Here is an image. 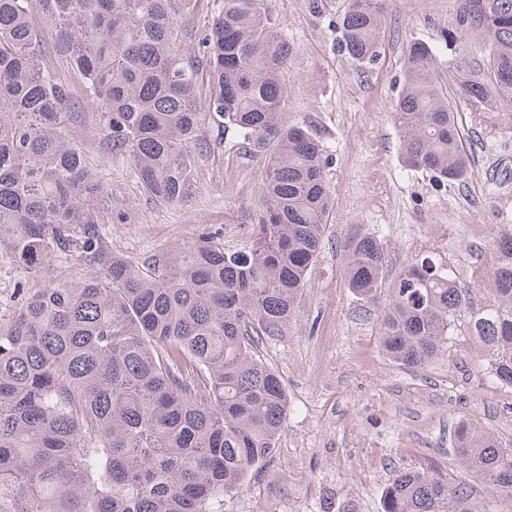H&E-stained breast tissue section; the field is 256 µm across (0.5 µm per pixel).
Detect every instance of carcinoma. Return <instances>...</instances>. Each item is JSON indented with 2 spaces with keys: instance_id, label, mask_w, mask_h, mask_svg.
Segmentation results:
<instances>
[{
  "instance_id": "1",
  "label": "carcinoma",
  "mask_w": 512,
  "mask_h": 512,
  "mask_svg": "<svg viewBox=\"0 0 512 512\" xmlns=\"http://www.w3.org/2000/svg\"><path fill=\"white\" fill-rule=\"evenodd\" d=\"M387 4L346 0L337 28L350 62H377ZM194 7L0 0V250L26 275L19 307L0 317V512H222L284 428L288 392L258 348L295 319L320 252L327 156L278 120L290 47L268 0H221L201 32ZM468 31L484 35L488 68L461 73V94L512 103V0H461L447 42ZM436 67L431 46L410 45L393 121L402 163L451 186L469 155ZM208 124L267 158L251 245L207 235L138 260L112 251L102 226L127 223L130 207L78 133L129 160L146 200L177 207ZM494 251L466 285L430 255L406 264L382 319L395 363L421 368L468 336L512 387V229ZM385 264L374 235L350 240L358 299L377 300ZM451 447L471 480L400 470L384 512H496V497L512 498V441L462 422Z\"/></svg>"
}]
</instances>
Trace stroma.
I'll list each match as a JSON object with an SVG mask.
<instances>
[{
    "mask_svg": "<svg viewBox=\"0 0 512 512\" xmlns=\"http://www.w3.org/2000/svg\"><path fill=\"white\" fill-rule=\"evenodd\" d=\"M343 2H271L277 31L291 47L283 117L309 126L323 144L333 208L298 317L261 347L288 391L276 452L225 499L224 512H383L393 471L457 473L450 446L459 420L512 439V388L481 366L468 337H457L450 356L428 367L398 366L382 347L381 305L358 300L343 272L346 246L360 232L386 250L387 289L415 255L435 256L464 284L473 271L490 268L494 239L512 226V104L483 107L459 93L456 66L474 76L486 70L479 35L446 41L458 27L459 0H393L384 51L370 68L351 64L339 49ZM413 42L438 53L437 78L471 159L463 185H439L401 162L392 112ZM102 167L136 211L132 223L106 225L114 251L139 258L190 246L210 232L229 250L252 240L263 164L245 156L234 129L199 155L195 192L178 208L146 201L129 162L106 159Z\"/></svg>",
    "mask_w": 512,
    "mask_h": 512,
    "instance_id": "stroma-1",
    "label": "stroma"
}]
</instances>
